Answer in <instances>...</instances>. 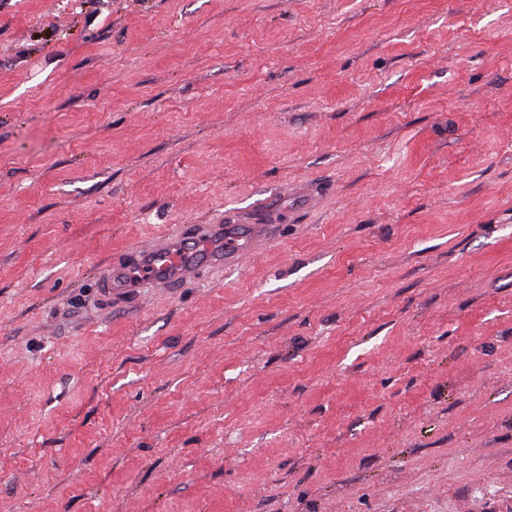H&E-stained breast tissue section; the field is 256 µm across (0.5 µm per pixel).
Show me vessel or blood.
<instances>
[{"label":"vessel or blood","mask_w":512,"mask_h":512,"mask_svg":"<svg viewBox=\"0 0 512 512\" xmlns=\"http://www.w3.org/2000/svg\"><path fill=\"white\" fill-rule=\"evenodd\" d=\"M269 235L264 224H191L128 252L99 270L105 297L124 300L132 288H175L193 280L202 265L239 261ZM222 248H214V241Z\"/></svg>","instance_id":"vessel-or-blood-1"}]
</instances>
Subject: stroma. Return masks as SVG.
I'll return each mask as SVG.
<instances>
[{
  "mask_svg": "<svg viewBox=\"0 0 512 512\" xmlns=\"http://www.w3.org/2000/svg\"><path fill=\"white\" fill-rule=\"evenodd\" d=\"M0 512H512V0H0ZM271 224H191L139 245L121 260L99 268L101 292L111 302L125 300L132 288H177L193 280L204 264L225 265L251 253L269 235ZM216 240L225 247L213 249ZM147 270L134 281L133 271Z\"/></svg>",
  "mask_w": 512,
  "mask_h": 512,
  "instance_id": "obj_1",
  "label": "stroma"
}]
</instances>
